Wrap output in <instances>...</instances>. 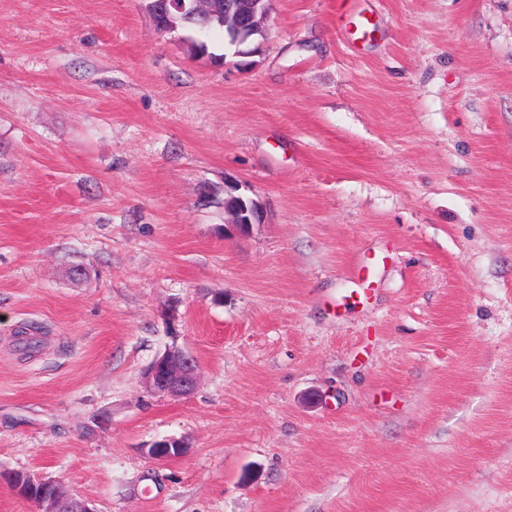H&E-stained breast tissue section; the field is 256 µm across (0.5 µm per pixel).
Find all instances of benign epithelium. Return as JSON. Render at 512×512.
<instances>
[{"mask_svg":"<svg viewBox=\"0 0 512 512\" xmlns=\"http://www.w3.org/2000/svg\"><path fill=\"white\" fill-rule=\"evenodd\" d=\"M270 0H150V13L157 28L173 33L180 22L194 18L203 22L213 16L224 17L229 42L238 47L236 55H250L241 46L267 35L268 3ZM244 184L233 176L224 177V213L230 221L224 231L244 236L256 224L266 223V212L261 203L242 191ZM197 362L186 351L176 346L167 349L148 366L144 377L146 388L159 396L179 397L194 391L199 383ZM188 443L180 438H165L144 449L145 455L157 460H172L185 456ZM17 493L32 500L38 512H97L88 503L74 498L63 483L39 473L19 472L9 477Z\"/></svg>","mask_w":512,"mask_h":512,"instance_id":"obj_1","label":"benign epithelium"}]
</instances>
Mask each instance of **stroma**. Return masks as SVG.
Here are the masks:
<instances>
[{
    "label": "stroma",
    "mask_w": 512,
    "mask_h": 512,
    "mask_svg": "<svg viewBox=\"0 0 512 512\" xmlns=\"http://www.w3.org/2000/svg\"><path fill=\"white\" fill-rule=\"evenodd\" d=\"M339 4L217 66L144 0H0V512H512V0ZM247 188L234 176L224 178V214L230 217L225 222V231L244 236L250 233L256 224H265L266 212L261 203L242 191ZM197 362L177 346L168 348L148 366L144 377L146 388L155 395L179 397L194 391L199 383ZM188 448L184 439L170 437L153 442L149 448H144V453L152 459L172 460L185 456ZM9 480L21 497L35 501L40 512H96L74 498L59 480L30 472L14 473Z\"/></svg>",
    "instance_id": "obj_1"
}]
</instances>
